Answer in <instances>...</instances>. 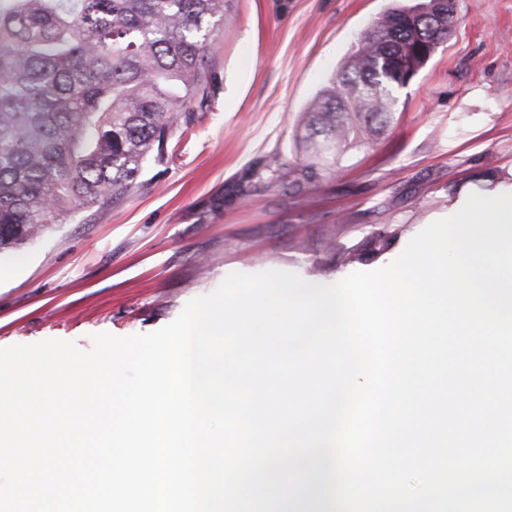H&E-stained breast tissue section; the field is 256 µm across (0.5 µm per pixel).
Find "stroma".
Masks as SVG:
<instances>
[{"label":"stroma","mask_w":512,"mask_h":512,"mask_svg":"<svg viewBox=\"0 0 512 512\" xmlns=\"http://www.w3.org/2000/svg\"><path fill=\"white\" fill-rule=\"evenodd\" d=\"M391 0H232L205 96L113 207L1 256L0 347L148 333L233 272L336 280L385 266L459 194L512 185V0H455V30L398 92L374 144L326 181L263 187L293 164L308 103ZM390 248L368 254L375 232ZM352 248L361 259L343 263Z\"/></svg>","instance_id":"1"}]
</instances>
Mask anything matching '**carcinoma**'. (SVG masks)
I'll return each instance as SVG.
<instances>
[{
	"mask_svg": "<svg viewBox=\"0 0 512 512\" xmlns=\"http://www.w3.org/2000/svg\"><path fill=\"white\" fill-rule=\"evenodd\" d=\"M231 0H0V255L119 203L204 94ZM454 0L385 11L304 113L308 183L390 126L395 91L448 39Z\"/></svg>",
	"mask_w": 512,
	"mask_h": 512,
	"instance_id": "1",
	"label": "carcinoma"
}]
</instances>
